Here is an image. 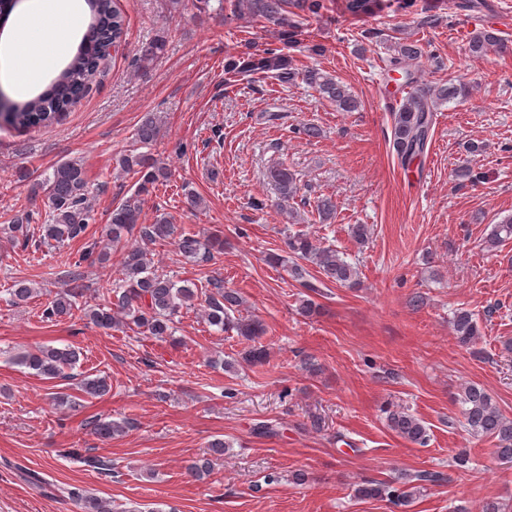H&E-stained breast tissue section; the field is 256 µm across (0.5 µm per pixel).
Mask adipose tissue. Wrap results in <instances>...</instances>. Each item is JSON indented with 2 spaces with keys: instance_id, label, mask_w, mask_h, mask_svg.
Instances as JSON below:
<instances>
[{
  "instance_id": "1",
  "label": "adipose tissue",
  "mask_w": 512,
  "mask_h": 512,
  "mask_svg": "<svg viewBox=\"0 0 512 512\" xmlns=\"http://www.w3.org/2000/svg\"><path fill=\"white\" fill-rule=\"evenodd\" d=\"M80 0H26L0 39V69L16 93L38 89L66 55L78 30Z\"/></svg>"
}]
</instances>
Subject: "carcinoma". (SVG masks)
<instances>
[{
    "mask_svg": "<svg viewBox=\"0 0 512 512\" xmlns=\"http://www.w3.org/2000/svg\"><path fill=\"white\" fill-rule=\"evenodd\" d=\"M92 18L83 35L77 53L54 78L51 86L43 93L22 101H15L5 123L17 129H30L46 126L58 120L80 98L92 91V80L101 62L108 55L110 45L123 35L126 16L119 0H89ZM218 9L229 11L232 16L246 15L264 19L278 27L280 40L288 45L293 42L304 16H318L324 9V0H218ZM500 43L492 29L475 33L469 44L470 53L483 57ZM166 36L159 34L143 50L142 57L152 60L164 52ZM424 52L413 41L399 42L390 59L391 70L402 72L405 80L411 79L410 67L419 63ZM228 71L240 74H263L281 83L297 78L314 88L336 107L338 112H354L359 108L358 99L340 81L318 68L293 67L288 54L277 48H264L242 59L229 58L225 64ZM468 94L466 86L450 79L433 89L414 91L408 94L397 112L394 113L392 148L402 164H407L424 153L434 112L443 102H450ZM159 128L152 118L146 119L139 127L137 138L143 145L151 144L157 137ZM119 167L124 172L140 176L134 196L112 209L106 237L111 247L124 250L122 279L112 289L113 298L93 306L82 308L84 317L98 327L109 329L118 319L129 326L147 331L157 338L172 335L175 318L184 309H189L199 299V289L195 284L178 281L158 273L148 253L139 246L128 245L127 235L136 232L140 240L153 243L157 240H173L179 252L189 258L206 260L213 243L195 235L178 232L176 225L162 217L153 224L140 223L145 196L151 193L155 184L167 179L165 168L148 152L123 154ZM267 179L274 185L278 194L276 207H288L289 200L299 192V184L294 172L278 162L267 170ZM39 187L47 193L49 200L48 222L41 225V243L63 246L83 238L91 219L89 205L90 189L82 164L65 161L57 164L52 175L44 178ZM0 233L15 240L23 237L29 242L27 225L17 218L10 224L0 227ZM512 237V218L494 225L484 240V248L496 250L502 242ZM289 254L311 265L331 283L349 289L362 286L358 268L347 262L333 248L315 244L305 234H294L286 242ZM36 289L21 282L10 289L14 304L25 303L34 297ZM82 292L71 289L58 295L42 311V318L53 321L62 316L73 315ZM242 305V297L234 290L215 285L212 291L204 294V318L220 331L234 330L237 335L254 342L241 357L224 362V370L238 371L245 363L249 366L263 365L269 357L268 349L256 342L264 336V325L253 318L235 316ZM452 327L458 343L471 346L481 336L474 314L460 308L454 312ZM20 365L43 379L63 378L77 363L75 350L53 346H39L15 358ZM110 385L99 375H86L80 381V391L86 397L96 398L108 393ZM465 405L464 418L468 429L475 435L489 436L500 443L496 453L504 461L512 462V420L504 417L489 394L475 385H467L462 391ZM388 428L406 441L422 445L426 443L427 429L423 421L392 404L383 407ZM84 425L98 439L109 442L123 435L125 426L114 420L94 417L85 420ZM362 498L387 499L395 506L409 502L413 492L392 483L366 481L357 488ZM82 512H112L111 502L92 495H86L78 488L68 490Z\"/></svg>",
    "mask_w": 512,
    "mask_h": 512,
    "instance_id": "carcinoma-1",
    "label": "carcinoma"
}]
</instances>
